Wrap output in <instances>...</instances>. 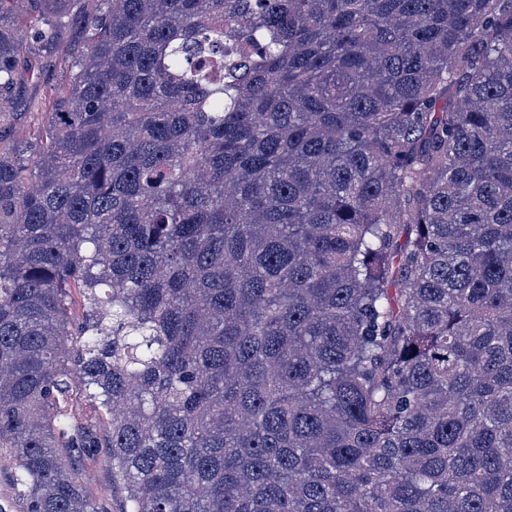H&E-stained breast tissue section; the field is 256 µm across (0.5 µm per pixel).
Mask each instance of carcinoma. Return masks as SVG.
<instances>
[{
    "label": "carcinoma",
    "instance_id": "1",
    "mask_svg": "<svg viewBox=\"0 0 512 512\" xmlns=\"http://www.w3.org/2000/svg\"><path fill=\"white\" fill-rule=\"evenodd\" d=\"M40 2L0 0V116L71 17ZM84 29L0 152L26 512H103L100 448L123 512H512V0H96ZM75 466L80 471L89 494L99 500L107 512H121L123 492L119 481L112 484V463L104 452L76 458Z\"/></svg>",
    "mask_w": 512,
    "mask_h": 512
}]
</instances>
